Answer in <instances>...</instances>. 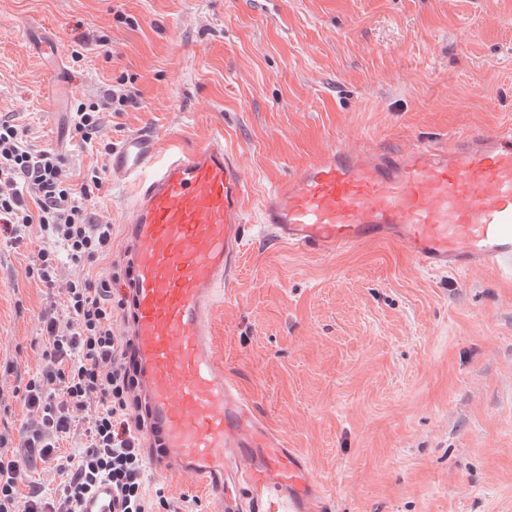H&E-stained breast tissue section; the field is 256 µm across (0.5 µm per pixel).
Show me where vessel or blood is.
Listing matches in <instances>:
<instances>
[{
  "instance_id": "obj_1",
  "label": "vessel or blood",
  "mask_w": 512,
  "mask_h": 512,
  "mask_svg": "<svg viewBox=\"0 0 512 512\" xmlns=\"http://www.w3.org/2000/svg\"><path fill=\"white\" fill-rule=\"evenodd\" d=\"M108 168L133 193L131 275L112 291L130 304L149 435L161 444L149 463L204 485L223 512H319L304 457L267 429L211 343L217 294L235 278L248 229L321 257L393 242L426 271L512 276L511 127L407 150L334 143L263 197L253 227L248 176L223 136L166 151L142 128L113 147ZM112 510L106 483L82 507Z\"/></svg>"
}]
</instances>
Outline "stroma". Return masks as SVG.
<instances>
[{"instance_id":"obj_1","label":"stroma","mask_w":512,"mask_h":512,"mask_svg":"<svg viewBox=\"0 0 512 512\" xmlns=\"http://www.w3.org/2000/svg\"><path fill=\"white\" fill-rule=\"evenodd\" d=\"M56 40L50 61L21 25ZM74 74L53 111L55 68ZM124 85L98 140L143 127L163 148L223 135L264 195L330 144L407 146L512 125V0H0V120L62 155L74 182L107 156L76 135L78 105ZM125 187L88 206L112 226L92 273L123 278ZM37 237L0 240V434L22 440L19 391L40 367L58 293L29 278ZM212 338L268 425L306 458L325 512H512V279L434 274L397 245L332 259L259 237L219 292ZM151 499L209 512L205 489L152 473Z\"/></svg>"}]
</instances>
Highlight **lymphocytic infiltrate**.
Masks as SVG:
<instances>
[{
	"mask_svg": "<svg viewBox=\"0 0 512 512\" xmlns=\"http://www.w3.org/2000/svg\"><path fill=\"white\" fill-rule=\"evenodd\" d=\"M98 176L75 185L60 155L33 150L18 125L0 122V228L21 242L37 231L42 245L29 277L58 289L62 311L44 316L42 365L30 378L23 404L32 428L22 446L42 460L58 459L61 445L81 448L59 470L60 491L36 490L17 503L26 476L21 457L0 454V512H80V503L102 481L112 485L119 512H153L139 491L144 418L135 393L139 364L112 315L107 276L65 279L67 265H82L112 252V227L91 220L87 202Z\"/></svg>",
	"mask_w": 512,
	"mask_h": 512,
	"instance_id": "1",
	"label": "lymphocytic infiltrate"
}]
</instances>
